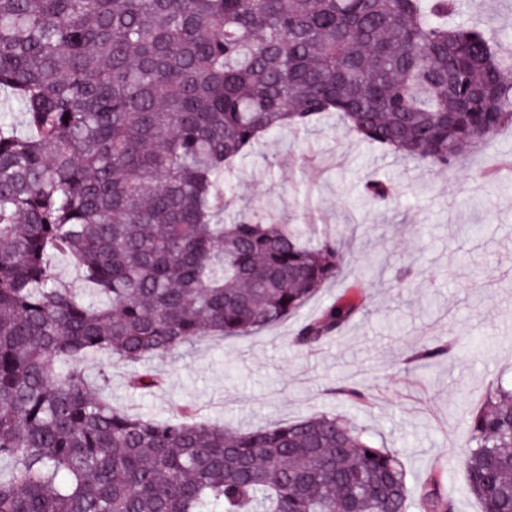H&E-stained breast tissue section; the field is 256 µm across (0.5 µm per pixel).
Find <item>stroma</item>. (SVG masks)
Instances as JSON below:
<instances>
[{
	"label": "stroma",
	"mask_w": 512,
	"mask_h": 512,
	"mask_svg": "<svg viewBox=\"0 0 512 512\" xmlns=\"http://www.w3.org/2000/svg\"><path fill=\"white\" fill-rule=\"evenodd\" d=\"M457 21L512 45V0H461ZM512 130L439 170L345 133L336 118L310 133L264 139L237 163L238 213L260 212L314 236L341 234L351 263L298 315L250 336L194 344L177 361L152 358L162 374L150 391L129 384L130 368L98 357L118 409L166 416L191 405L199 419L254 429L313 414H334L398 451L410 486L441 463L455 512H481L461 459L467 419L499 379H512ZM376 178L390 198L367 200ZM480 224L482 236L464 225ZM359 284L367 309L312 350L294 346L304 318ZM453 339V357L428 368L407 363L417 347ZM357 383L367 407L335 395Z\"/></svg>",
	"instance_id": "stroma-1"
}]
</instances>
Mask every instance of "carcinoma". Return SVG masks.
I'll use <instances>...</instances> for the list:
<instances>
[{"mask_svg": "<svg viewBox=\"0 0 512 512\" xmlns=\"http://www.w3.org/2000/svg\"><path fill=\"white\" fill-rule=\"evenodd\" d=\"M458 0H0V512H408L397 451L318 414L253 430L112 407L82 366L133 367L247 336L336 282L349 253L293 224L221 217L234 162L336 115L429 167L512 126V49ZM68 121H63V117ZM69 257L84 302L57 275ZM364 307L304 320L312 349ZM452 356L440 340L416 359ZM482 512H512V388L468 420ZM422 512H453L432 479Z\"/></svg>", "mask_w": 512, "mask_h": 512, "instance_id": "cac0c4a2", "label": "carcinoma"}]
</instances>
